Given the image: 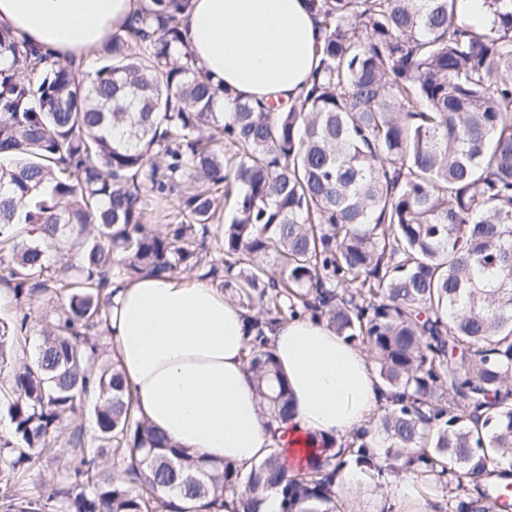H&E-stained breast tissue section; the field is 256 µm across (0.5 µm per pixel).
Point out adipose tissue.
<instances>
[{
	"instance_id": "adipose-tissue-1",
	"label": "adipose tissue",
	"mask_w": 512,
	"mask_h": 512,
	"mask_svg": "<svg viewBox=\"0 0 512 512\" xmlns=\"http://www.w3.org/2000/svg\"><path fill=\"white\" fill-rule=\"evenodd\" d=\"M139 0H0V27L53 58L88 53L123 33ZM323 37L308 0H187L182 38L195 62L243 98L288 107L318 66ZM112 346L139 416L173 443L242 470L271 448L299 471L320 441L368 428L388 399L366 350L326 321H283L270 347L292 413L267 423L247 372L243 309L204 281L143 276L112 293Z\"/></svg>"
}]
</instances>
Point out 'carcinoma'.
Segmentation results:
<instances>
[{
    "mask_svg": "<svg viewBox=\"0 0 512 512\" xmlns=\"http://www.w3.org/2000/svg\"><path fill=\"white\" fill-rule=\"evenodd\" d=\"M309 2L319 65L278 113L195 64L184 0H142L91 71L0 28V283L62 301L31 359L14 348L25 308L0 318V512H224L229 495L259 512L272 486L282 512H336L350 463L441 487L453 512L512 496L485 483L512 460V0H484L478 30L455 23L461 0ZM154 202L169 204L163 230ZM72 235L77 256L50 264ZM191 270L246 310L269 421L290 408L267 332L297 315L369 352L383 414L299 476L277 449L244 476L171 444L96 336L114 282ZM86 403L93 431L68 433L47 491L42 452Z\"/></svg>",
    "mask_w": 512,
    "mask_h": 512,
    "instance_id": "1",
    "label": "carcinoma"
}]
</instances>
